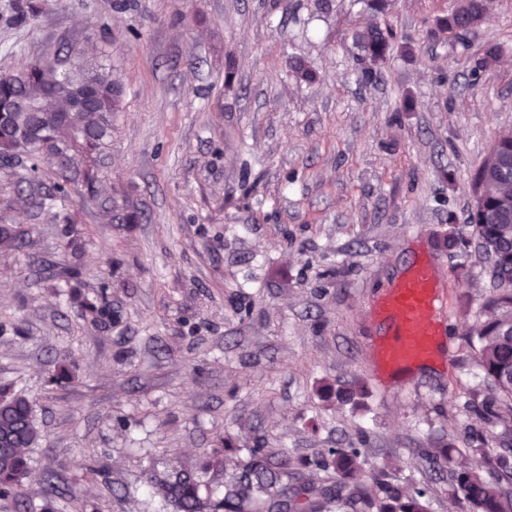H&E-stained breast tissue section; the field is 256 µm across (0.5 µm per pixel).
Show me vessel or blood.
I'll list each match as a JSON object with an SVG mask.
<instances>
[{
    "label": "vessel or blood",
    "mask_w": 512,
    "mask_h": 512,
    "mask_svg": "<svg viewBox=\"0 0 512 512\" xmlns=\"http://www.w3.org/2000/svg\"><path fill=\"white\" fill-rule=\"evenodd\" d=\"M380 309L389 320L391 342L385 354L393 375L440 350L439 315L446 309V300L428 264L413 265L409 274L390 288Z\"/></svg>",
    "instance_id": "1"
}]
</instances>
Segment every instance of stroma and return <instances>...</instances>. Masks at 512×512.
<instances>
[{"instance_id": "stroma-1", "label": "stroma", "mask_w": 512, "mask_h": 512, "mask_svg": "<svg viewBox=\"0 0 512 512\" xmlns=\"http://www.w3.org/2000/svg\"><path fill=\"white\" fill-rule=\"evenodd\" d=\"M455 5L0 0V73L68 45L124 87L95 201L33 208L58 171L0 167V224L30 232L24 252L0 249V385L34 401L46 433L29 450L32 505L51 480L60 512H167L145 469L195 465L229 433L296 456L356 443L429 485L432 512H456L425 449L454 435L493 456L512 431L469 406L494 394L466 344L489 277L442 246L451 228L474 238L472 184L512 132V0H491L463 47L433 35ZM374 24L394 38L366 80L353 35ZM418 256L446 291L450 341L394 380L374 304ZM68 271L82 293L106 290L115 320L62 296ZM62 358L74 382L48 385ZM356 378L359 408L317 393Z\"/></svg>"}]
</instances>
